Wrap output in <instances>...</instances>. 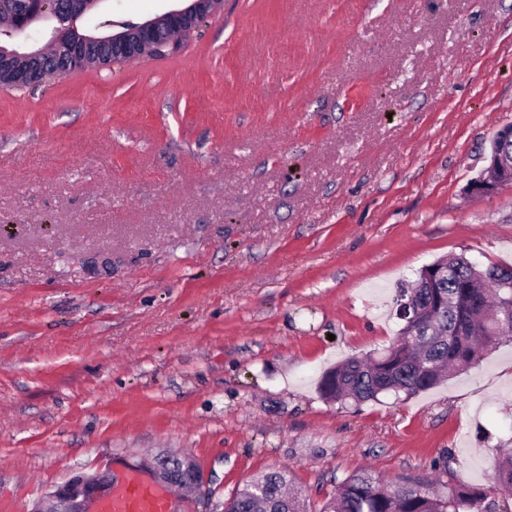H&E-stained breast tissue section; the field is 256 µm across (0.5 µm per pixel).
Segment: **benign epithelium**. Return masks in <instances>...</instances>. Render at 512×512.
Returning a JSON list of instances; mask_svg holds the SVG:
<instances>
[{"instance_id": "benign-epithelium-1", "label": "benign epithelium", "mask_w": 512, "mask_h": 512, "mask_svg": "<svg viewBox=\"0 0 512 512\" xmlns=\"http://www.w3.org/2000/svg\"><path fill=\"white\" fill-rule=\"evenodd\" d=\"M106 0H78L71 10L58 7L59 0H29L33 20H47L50 28L46 31L43 45L21 53L0 45V72L9 71L6 80L10 85L34 87L63 75L50 64L67 55L69 44L61 40L60 31H73L78 19L98 10ZM188 5L164 12L126 31L112 34V63H122L158 56L165 49L167 53L179 50L177 39L188 37L206 20L223 10L224 0H187ZM31 20V21H33ZM29 20L13 19L0 14V28L14 26L23 32L31 24ZM490 169L499 177L494 181L477 179L470 184L473 194H492L504 185L512 183V153L501 148L493 149ZM172 456L166 451L156 453L151 460L132 465L136 472L143 473L158 489L171 493L177 485L184 483L180 473L196 469L191 455L185 453L178 458V468L169 467ZM124 476L108 468L104 471L81 473L48 492L36 503L33 512H108L112 496L123 484ZM193 493L187 502L193 505L190 512H219V504L207 498L204 481L191 483Z\"/></svg>"}]
</instances>
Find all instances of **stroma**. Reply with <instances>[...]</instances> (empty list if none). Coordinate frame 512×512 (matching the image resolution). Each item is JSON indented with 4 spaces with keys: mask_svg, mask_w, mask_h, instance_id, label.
I'll return each instance as SVG.
<instances>
[{
    "mask_svg": "<svg viewBox=\"0 0 512 512\" xmlns=\"http://www.w3.org/2000/svg\"><path fill=\"white\" fill-rule=\"evenodd\" d=\"M508 125L512 0H224L173 55L0 85V512L159 450L217 502L489 486L512 342L404 401L317 383L393 341L398 281L512 265V186L468 192ZM306 512L301 493L286 470L267 473L261 481L247 483L228 500L224 512Z\"/></svg>",
    "mask_w": 512,
    "mask_h": 512,
    "instance_id": "stroma-1",
    "label": "stroma"
}]
</instances>
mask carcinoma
Instances as JSON below:
<instances>
[{
    "label": "carcinoma",
    "mask_w": 512,
    "mask_h": 512,
    "mask_svg": "<svg viewBox=\"0 0 512 512\" xmlns=\"http://www.w3.org/2000/svg\"><path fill=\"white\" fill-rule=\"evenodd\" d=\"M416 283L396 290V306L418 308L415 335L400 329L378 356L349 358L322 377L323 398L340 404L407 398L469 369L502 340H512V266H480L466 257L448 259V275L433 288ZM224 512H306L285 470L247 483L224 501ZM321 512H512V453L494 466L491 485L462 488L430 484L383 485L367 470L336 483Z\"/></svg>",
    "instance_id": "obj_1"
}]
</instances>
